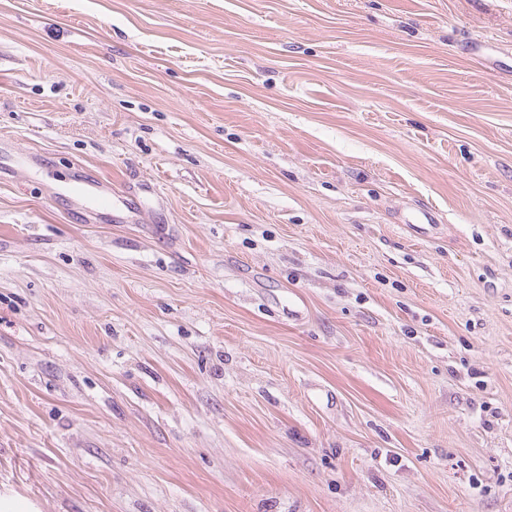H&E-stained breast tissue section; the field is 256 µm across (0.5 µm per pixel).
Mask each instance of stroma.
I'll return each instance as SVG.
<instances>
[{
  "instance_id": "obj_1",
  "label": "stroma",
  "mask_w": 512,
  "mask_h": 512,
  "mask_svg": "<svg viewBox=\"0 0 512 512\" xmlns=\"http://www.w3.org/2000/svg\"><path fill=\"white\" fill-rule=\"evenodd\" d=\"M0 495L512 512V0H0Z\"/></svg>"
}]
</instances>
